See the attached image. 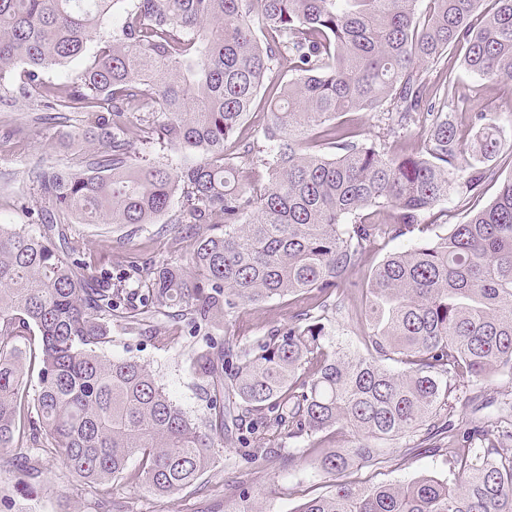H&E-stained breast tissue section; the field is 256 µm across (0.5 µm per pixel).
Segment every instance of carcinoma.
<instances>
[{"label": "carcinoma", "mask_w": 512, "mask_h": 512, "mask_svg": "<svg viewBox=\"0 0 512 512\" xmlns=\"http://www.w3.org/2000/svg\"><path fill=\"white\" fill-rule=\"evenodd\" d=\"M419 2L0 0V105L36 92L46 112L84 113L67 139L87 150L83 166L34 172L42 229L0 224V448L28 434L89 483L125 478L173 498L233 426L245 446L309 439L288 459L314 458L335 483L296 512H512V422L458 433L449 404L465 383L512 376V178L447 234L362 272L367 252L420 229L457 189L481 194L503 150L485 112L472 115L476 149L462 147L425 65L461 48L466 72L512 80V0ZM118 7L125 20L108 30ZM74 61L65 81L44 80ZM284 61L291 75L273 76ZM262 89V142H244ZM345 112H380L393 131L418 125L423 146L395 155L356 141ZM165 150L193 160L174 168ZM244 166L264 169L261 187L240 179ZM387 211L392 221L373 219ZM61 213L131 234L167 216L197 237L188 263L115 281ZM290 296L288 323L253 340L229 329L244 307ZM351 301L363 354L333 339ZM160 316L205 336L188 359L213 389L201 423L145 365L109 355L113 323L136 336ZM345 427L355 445L321 446ZM442 430L463 444L446 477L341 479L378 461L381 444ZM235 494V512H267L244 484Z\"/></svg>", "instance_id": "cac0c4a2"}]
</instances>
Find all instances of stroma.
<instances>
[{
	"label": "stroma",
	"instance_id": "1",
	"mask_svg": "<svg viewBox=\"0 0 512 512\" xmlns=\"http://www.w3.org/2000/svg\"><path fill=\"white\" fill-rule=\"evenodd\" d=\"M461 60L458 49H449L441 62L431 67V83L437 88L446 74L460 76L464 95L449 104L448 116L464 144L473 143L476 137L471 112L482 109L496 117L504 149L494 165L500 180L510 178L512 89L465 73ZM342 120L356 140L376 143L391 154L413 153L421 148L425 138L422 128L417 126L389 131L374 113L350 112ZM67 124L41 119L32 100L11 111L0 110V224L33 227L42 207L31 179L34 168L73 167L82 160V147L76 145L64 151L58 145ZM497 191V183H492L477 199L468 201L457 194L440 202V209L448 213L447 222L391 241L386 249L371 250L365 256L366 267L375 266L385 251L404 250L446 234L450 225L462 221L467 207L486 206ZM69 231L83 240L103 263L111 265L116 277L149 260L186 259L194 241L187 230L172 227L163 219L141 225L132 236L127 235L125 228L113 224H73ZM292 312V306L279 298L243 309L237 321L239 332L250 338L261 335L271 326L287 322ZM172 330L167 319L152 320L143 335H116L112 354L147 365L177 402L198 418H206L210 387L193 379L186 370L197 339L186 333L173 336ZM166 335L171 336V343H163ZM509 393L512 377L500 375L453 392L449 402L455 425L465 429L474 423L495 420L501 414L502 399ZM448 451V439L441 435L422 444L403 438L384 445V463L351 469L347 476L374 483H403L424 474L443 477L448 473ZM241 481L251 487L255 498L263 501L270 512H295L304 499L328 492L333 479L306 459L287 464L266 448L251 445L240 450L233 434L225 435L208 471L173 499L147 493L142 487L120 479L100 486L86 483L66 468L53 449L29 440L0 448V512H23L29 505L39 506L41 512H235L239 499L228 492L227 486Z\"/></svg>",
	"mask_w": 512,
	"mask_h": 512
}]
</instances>
